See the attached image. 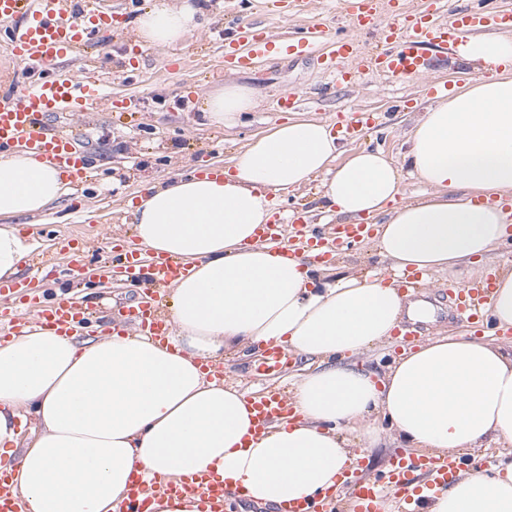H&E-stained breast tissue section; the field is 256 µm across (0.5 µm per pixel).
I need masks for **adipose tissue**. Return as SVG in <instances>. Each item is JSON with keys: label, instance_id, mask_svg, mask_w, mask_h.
Returning <instances> with one entry per match:
<instances>
[{"label": "adipose tissue", "instance_id": "obj_1", "mask_svg": "<svg viewBox=\"0 0 512 512\" xmlns=\"http://www.w3.org/2000/svg\"><path fill=\"white\" fill-rule=\"evenodd\" d=\"M201 16L189 0H158L136 32L165 48ZM455 56L476 76L417 115L401 162L380 149L345 151L329 124L291 119L227 167L143 186L132 206L140 248L192 268L168 287L166 341L33 328L0 345V462L28 512H116L135 472L147 481L211 472L258 503L309 500L334 491L357 459L344 428L439 455L512 445V351L434 336L375 375L355 357L389 341L402 317L430 320L431 306L407 302L385 273L286 259L257 234L272 217L268 193L318 177L339 223L374 222L391 271L478 274L512 237V35L466 37ZM257 105L250 86L228 83L203 113L231 126ZM407 176L422 187L413 200L401 196ZM65 189L49 162L0 155L1 279L33 247L15 219L45 214ZM271 345L304 361L289 395L296 418L257 436L245 391L202 365ZM30 415L37 428L24 444ZM423 512H512V461L465 474Z\"/></svg>", "mask_w": 512, "mask_h": 512}]
</instances>
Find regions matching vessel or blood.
<instances>
[{"label": "vessel or blood", "instance_id": "vessel-or-blood-1", "mask_svg": "<svg viewBox=\"0 0 512 512\" xmlns=\"http://www.w3.org/2000/svg\"><path fill=\"white\" fill-rule=\"evenodd\" d=\"M348 34L335 32L326 21L309 23L303 35L294 41L276 42L268 28L240 21L224 46V66L244 70L256 60L274 51L301 54L321 41L330 42L332 51L323 66L335 70L338 82L352 83L354 72L344 69V61L359 57L356 33L376 29L381 45L372 56L363 58L364 66L395 82L404 83L423 74L428 67L427 51L436 47H456L469 32L489 26L512 27V11L487 13L480 10L452 13L448 22H434L426 11L401 10L397 0H341ZM9 20L5 49L23 63L39 62L46 71L36 82L15 83L8 96L0 97V154L20 146L40 159L57 166L66 174L75 190H82L90 178V165L84 152L77 150L74 138L56 129L51 119L60 112L88 111L99 98L100 76L87 70L75 76L56 72L55 67L74 54L77 47L100 30L112 29V14L93 7L91 0H32L23 8L22 0H0V21ZM370 224L344 225L336 239L319 230H311L298 245L282 244L278 225H268L264 240L278 244L285 257L308 256L313 260L329 257L333 246H350L373 236ZM113 271L122 274L143 296L125 310L124 325L152 337L169 332L166 318L159 310L160 290L188 272L181 262L162 257L146 258L138 249L125 247L114 261ZM448 310L456 319L475 324L490 332L489 294L479 285L448 291ZM7 321L11 331L35 323L59 333L74 334L84 321L77 302L63 300L45 305L32 302L23 310H13ZM255 431L289 414L287 399L274 393L253 399ZM464 470L463 462L437 455L418 456L403 452L390 468L378 475L354 480L343 477L336 496L297 501L280 512H339L337 497H347L350 512H378L375 502L383 491H391L401 503L402 512H420L429 496L448 490ZM193 494L199 497L203 512H224L229 491L222 482L206 475H195L175 484L161 479L133 482L119 512H146L149 495ZM0 512H26L24 502L14 497L6 471L0 469Z\"/></svg>", "mask_w": 512, "mask_h": 512}]
</instances>
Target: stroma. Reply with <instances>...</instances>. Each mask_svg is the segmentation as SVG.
Wrapping results in <instances>:
<instances>
[{
    "label": "stroma",
    "mask_w": 512,
    "mask_h": 512,
    "mask_svg": "<svg viewBox=\"0 0 512 512\" xmlns=\"http://www.w3.org/2000/svg\"><path fill=\"white\" fill-rule=\"evenodd\" d=\"M152 2L141 0L131 7L123 30L95 35L86 57L60 64L61 72L73 73L89 57L104 73V99L99 107L57 120L60 130L81 134L80 147L90 159L92 178L83 200L75 202L65 196L45 215L16 222L21 234L33 242L32 260L20 275L25 298L50 300L57 289L70 291L89 305L92 324L104 317L115 318L120 309L140 299L137 289L119 279L104 278L102 269L112 263L114 243L131 236L127 203L135 198L141 183L170 179L187 168L225 166L250 139L286 120V113L277 109V100L287 91L298 95V113L305 117L340 121L351 110L375 114V126L354 146L379 147L396 156L402 150L404 131L432 102L433 87L460 82L448 68V55L438 51L431 52L424 75L401 86L373 74L351 86H340L316 60L288 55L247 70L221 73L217 64L224 57V31L239 0H193L204 10V25L180 44L163 49L137 44V18ZM248 14L277 34L308 22L307 17L294 13L291 0H251ZM230 81L252 87L259 107L238 126L227 128L209 123L202 106L207 94ZM132 95L139 100L138 112H114L113 100ZM68 236L83 251L85 270L79 277L69 273L66 259L55 253L58 241ZM455 280V274L446 271L420 289L419 299L431 303L435 311L432 321L420 322L422 337L463 334V327L449 317L444 299ZM254 364L251 358H225L224 377L247 391L291 389L295 366L267 375L256 373Z\"/></svg>",
    "instance_id": "stroma-1"
}]
</instances>
